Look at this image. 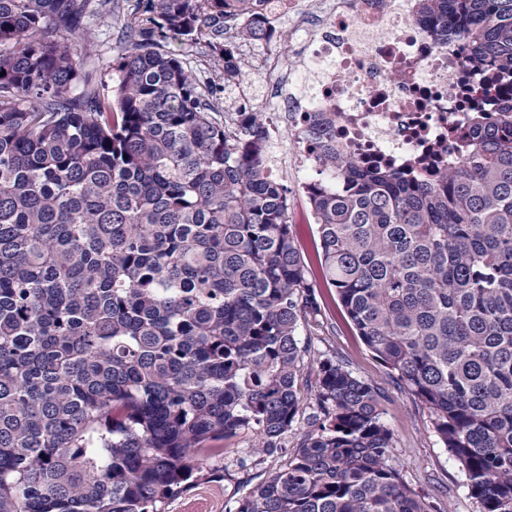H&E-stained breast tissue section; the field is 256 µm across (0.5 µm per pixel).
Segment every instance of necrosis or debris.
Listing matches in <instances>:
<instances>
[{
	"mask_svg": "<svg viewBox=\"0 0 512 512\" xmlns=\"http://www.w3.org/2000/svg\"><path fill=\"white\" fill-rule=\"evenodd\" d=\"M420 0H270L261 40L289 21L296 65L275 73L265 107L270 142L288 137L299 178L320 175L314 113L332 112L337 153L426 178L432 161H457L473 136L468 86L481 78L463 65L457 31L440 34L420 16Z\"/></svg>",
	"mask_w": 512,
	"mask_h": 512,
	"instance_id": "1",
	"label": "necrosis or debris"
}]
</instances>
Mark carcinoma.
I'll list each match as a JSON object with an SVG mask.
<instances>
[{
  "label": "carcinoma",
  "mask_w": 512,
  "mask_h": 512,
  "mask_svg": "<svg viewBox=\"0 0 512 512\" xmlns=\"http://www.w3.org/2000/svg\"><path fill=\"white\" fill-rule=\"evenodd\" d=\"M124 2L107 91L75 49L88 0H0V512H165L223 480L212 442L240 433L284 462L228 512H434L373 384L324 353L304 375L322 306L288 187L263 113L222 109L264 0ZM422 19L512 83V0H422ZM197 44L220 72L187 66ZM473 126L432 180L325 144L341 182L306 194L354 329L478 512H512V116Z\"/></svg>",
  "instance_id": "cac0c4a2"
}]
</instances>
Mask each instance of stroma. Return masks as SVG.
I'll use <instances>...</instances> for the list:
<instances>
[{
    "mask_svg": "<svg viewBox=\"0 0 512 512\" xmlns=\"http://www.w3.org/2000/svg\"><path fill=\"white\" fill-rule=\"evenodd\" d=\"M91 29L95 35L96 52L91 61L102 73H109L113 56L122 49L119 27L113 15L92 9ZM268 49L253 44L243 49L247 63L246 76L240 84L230 87L224 95L226 108L242 100H256L266 95L269 78L261 66ZM279 175L291 190V216L299 226V238L304 255L314 252L317 227L307 198L295 190L296 163L289 140H281L275 150ZM317 291L326 299L323 323L301 326L300 339L309 343L313 352H326L345 360L350 368L370 381L381 394L382 419L394 437V458L412 483L427 491L431 501L442 512H476V504L468 495L466 477L450 459L438 438L426 428L423 413L412 400L401 393L389 370L369 351L351 327L340 304L328 297L321 274H314ZM219 462L224 467L221 485L203 483L193 486L172 500L168 512H225L226 503L245 495L259 480L277 469L279 455L252 456L251 437L242 434L225 441ZM250 461L248 468L237 465L240 458Z\"/></svg>",
    "mask_w": 512,
    "mask_h": 512,
    "instance_id": "1",
    "label": "stroma"
}]
</instances>
